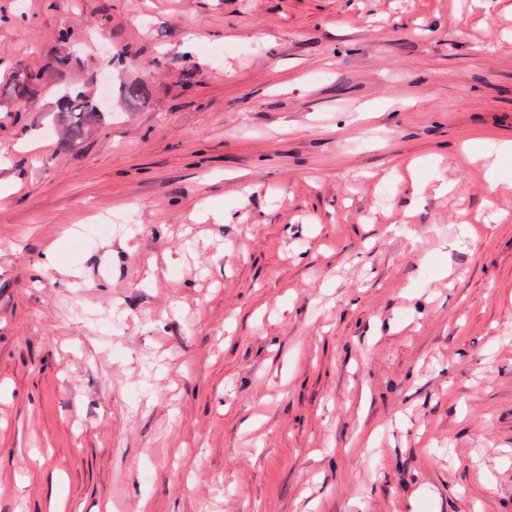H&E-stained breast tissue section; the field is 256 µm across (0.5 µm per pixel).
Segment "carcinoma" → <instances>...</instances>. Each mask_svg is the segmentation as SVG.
I'll return each instance as SVG.
<instances>
[{"label": "carcinoma", "instance_id": "carcinoma-1", "mask_svg": "<svg viewBox=\"0 0 512 512\" xmlns=\"http://www.w3.org/2000/svg\"><path fill=\"white\" fill-rule=\"evenodd\" d=\"M41 79L37 72L20 71L10 84L0 87V101L5 98L13 104L29 101L39 91ZM107 116L108 110L96 95L85 88L70 87L57 99L54 134L62 147H74Z\"/></svg>", "mask_w": 512, "mask_h": 512}]
</instances>
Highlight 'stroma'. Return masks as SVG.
Wrapping results in <instances>:
<instances>
[{"label": "stroma", "mask_w": 512, "mask_h": 512, "mask_svg": "<svg viewBox=\"0 0 512 512\" xmlns=\"http://www.w3.org/2000/svg\"><path fill=\"white\" fill-rule=\"evenodd\" d=\"M25 67L0 512H512V155L492 195L477 159L512 142V0H0ZM138 81L57 146L61 87Z\"/></svg>", "instance_id": "obj_1"}]
</instances>
